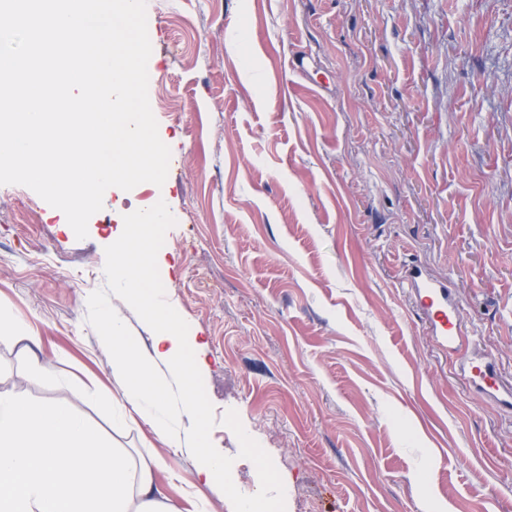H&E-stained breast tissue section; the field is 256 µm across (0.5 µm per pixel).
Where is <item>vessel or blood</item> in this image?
Listing matches in <instances>:
<instances>
[{
    "label": "vessel or blood",
    "instance_id": "b4317fda",
    "mask_svg": "<svg viewBox=\"0 0 512 512\" xmlns=\"http://www.w3.org/2000/svg\"><path fill=\"white\" fill-rule=\"evenodd\" d=\"M404 281L411 297L419 303L428 326L449 351L464 354L462 369L470 384L503 406H512V383L504 382L491 364L468 356L470 339L462 329V311L449 285L429 279L420 265L405 269Z\"/></svg>",
    "mask_w": 512,
    "mask_h": 512
}]
</instances>
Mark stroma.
<instances>
[{
    "instance_id": "1",
    "label": "stroma",
    "mask_w": 512,
    "mask_h": 512,
    "mask_svg": "<svg viewBox=\"0 0 512 512\" xmlns=\"http://www.w3.org/2000/svg\"><path fill=\"white\" fill-rule=\"evenodd\" d=\"M148 95L173 161L153 267L203 361L197 397L227 483L274 512H512V407L458 374L401 284L451 281L463 326L512 379V0H146ZM307 53L305 68L294 61ZM113 191L76 239L0 185V390L65 404L147 448L179 512L191 449L120 406L100 308L151 352L106 267ZM49 373L31 379V361Z\"/></svg>"
}]
</instances>
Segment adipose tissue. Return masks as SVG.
<instances>
[{
	"instance_id": "ef3b65f1",
	"label": "adipose tissue",
	"mask_w": 512,
	"mask_h": 512,
	"mask_svg": "<svg viewBox=\"0 0 512 512\" xmlns=\"http://www.w3.org/2000/svg\"><path fill=\"white\" fill-rule=\"evenodd\" d=\"M120 246L110 261L113 280L155 328L153 354L145 356L114 314H105V345L112 372L122 382V400L135 414L146 415L156 438L169 447L182 445L181 415L195 419L197 460L193 506L208 512L206 488L223 483V457L209 445L202 408L195 397L202 369L178 329L175 315L160 307L149 284L155 261L154 234L166 220L162 202L115 213ZM166 362L174 372L180 404L171 407L169 389L153 370ZM162 454L137 459L105 446L97 434L63 404L32 402L19 390L0 391V512H177L156 475L171 470Z\"/></svg>"
}]
</instances>
